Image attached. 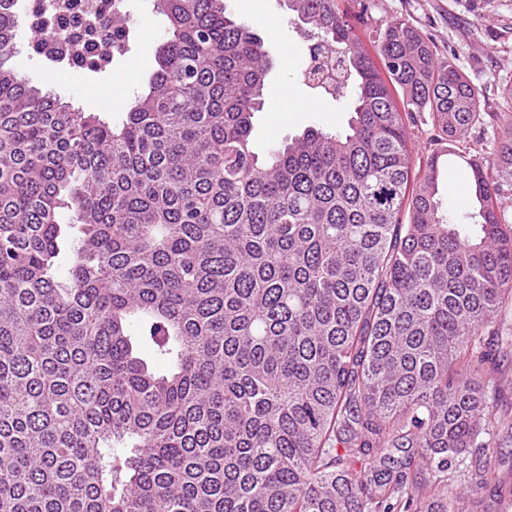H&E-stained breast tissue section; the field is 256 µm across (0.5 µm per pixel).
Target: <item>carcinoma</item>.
<instances>
[{
    "label": "carcinoma",
    "instance_id": "carcinoma-1",
    "mask_svg": "<svg viewBox=\"0 0 512 512\" xmlns=\"http://www.w3.org/2000/svg\"><path fill=\"white\" fill-rule=\"evenodd\" d=\"M123 2L75 35L80 71L130 51ZM287 2L310 41L304 85L352 116L262 159L269 52L223 0H155L167 35L116 125L17 74L18 15L0 0V512L512 499L491 448L512 428L489 406L512 347V115L481 111L409 21L366 45L367 3ZM490 120L489 150L465 146ZM428 122L424 157L408 131ZM448 155L469 169L474 238L441 211Z\"/></svg>",
    "mask_w": 512,
    "mask_h": 512
}]
</instances>
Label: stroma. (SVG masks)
<instances>
[{"label": "stroma", "mask_w": 512, "mask_h": 512, "mask_svg": "<svg viewBox=\"0 0 512 512\" xmlns=\"http://www.w3.org/2000/svg\"><path fill=\"white\" fill-rule=\"evenodd\" d=\"M372 4L370 25L409 20L433 40L440 58L452 60L470 78L492 111L512 113V102L501 97L502 87L512 83V0H372ZM224 7L239 20L259 17L256 31L274 60L266 79L265 107L253 119L257 147L280 143L308 127L345 131L348 113L330 111L324 103L311 104V91L302 82L309 62L308 43L285 0H224ZM125 9L137 23L136 38L130 51L106 71L79 76L55 65L30 49L23 31L12 60L16 72L74 107L120 119L135 97L147 90L155 50L166 30L154 0H125Z\"/></svg>", "instance_id": "1"}]
</instances>
